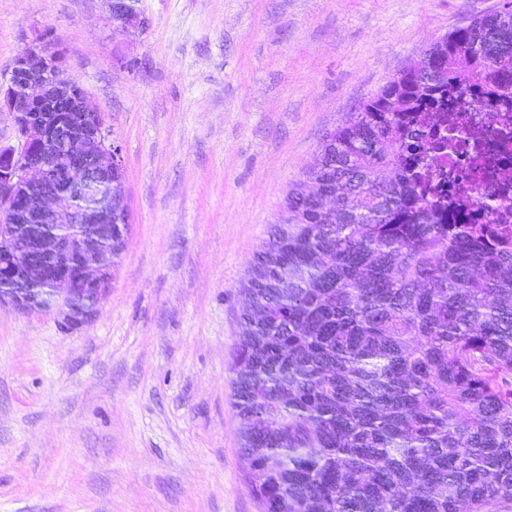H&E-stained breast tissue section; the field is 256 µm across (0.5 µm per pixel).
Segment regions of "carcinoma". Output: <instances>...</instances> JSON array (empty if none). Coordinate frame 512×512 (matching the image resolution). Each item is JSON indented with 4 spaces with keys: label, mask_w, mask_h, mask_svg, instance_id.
Returning a JSON list of instances; mask_svg holds the SVG:
<instances>
[{
    "label": "carcinoma",
    "mask_w": 512,
    "mask_h": 512,
    "mask_svg": "<svg viewBox=\"0 0 512 512\" xmlns=\"http://www.w3.org/2000/svg\"><path fill=\"white\" fill-rule=\"evenodd\" d=\"M458 92L512 110V6L434 44L325 136L250 263L231 370L261 512L512 503V224L426 178ZM336 195V210L320 198Z\"/></svg>",
    "instance_id": "cac0c4a2"
}]
</instances>
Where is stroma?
<instances>
[{
	"mask_svg": "<svg viewBox=\"0 0 512 512\" xmlns=\"http://www.w3.org/2000/svg\"><path fill=\"white\" fill-rule=\"evenodd\" d=\"M502 0H0V86L43 39L122 146L130 232L95 318L0 305V512H259L231 364L242 286L325 135ZM113 21L129 35L142 34L149 26V20L138 7L139 0H106Z\"/></svg>",
	"mask_w": 512,
	"mask_h": 512,
	"instance_id": "obj_1",
	"label": "stroma"
}]
</instances>
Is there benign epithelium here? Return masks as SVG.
I'll return each instance as SVG.
<instances>
[{"instance_id": "1", "label": "benign epithelium", "mask_w": 512, "mask_h": 512, "mask_svg": "<svg viewBox=\"0 0 512 512\" xmlns=\"http://www.w3.org/2000/svg\"><path fill=\"white\" fill-rule=\"evenodd\" d=\"M107 2L123 32L146 31L139 0ZM4 103L22 150L0 149V302L81 326L110 288L104 247L125 241L130 224L121 146L65 76L61 51L42 40L13 60Z\"/></svg>"}]
</instances>
